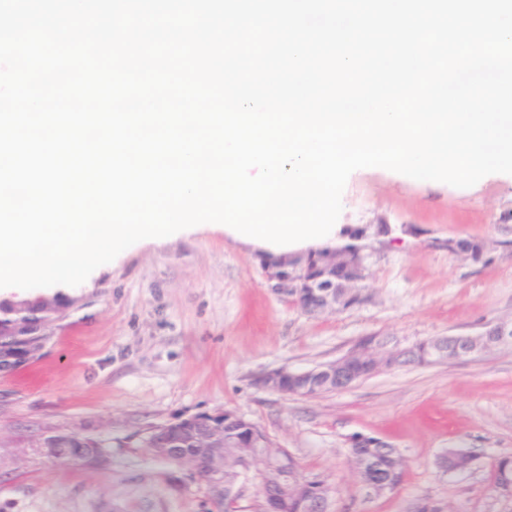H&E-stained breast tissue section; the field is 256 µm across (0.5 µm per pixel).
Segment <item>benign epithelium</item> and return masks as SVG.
Here are the masks:
<instances>
[{"mask_svg":"<svg viewBox=\"0 0 512 512\" xmlns=\"http://www.w3.org/2000/svg\"><path fill=\"white\" fill-rule=\"evenodd\" d=\"M269 279L275 281V291L288 297L302 295L318 307H334L346 303L350 298L361 300V294H345L336 282L324 285L319 278H300L274 270L271 263H265ZM434 358L437 360L459 359L479 354L492 345H512V326L500 325L474 336L452 335L432 340ZM349 355L370 363L372 373L384 367H392L409 357L406 350L387 349L377 339L359 341ZM361 380L353 372L342 370L339 362L331 361L308 370H290L286 367L266 372L254 379V385L262 390L284 396L306 397L309 387L318 386L330 392L342 391ZM224 421L216 424L196 415L184 418V428L173 435L167 428L151 431L152 441L146 443L149 453L166 462L179 459L183 442L202 441L207 447L201 449L197 469L218 470L216 479L210 483V494L216 501H228L241 497L242 484L249 479L250 467H244L232 486H224V449L238 448L241 457L248 461L253 449L265 447L264 440L255 435L245 441L239 436L248 421L232 410L222 413ZM44 451L57 458L89 459L96 453L94 448L74 447L72 436H51L44 441ZM278 464L265 465L258 473V504L263 512H273L267 504L288 500V490L298 484L296 472L288 471V457L276 455ZM331 489L326 483L314 487L302 500L300 512H330Z\"/></svg>","mask_w":512,"mask_h":512,"instance_id":"7a95c632","label":"benign epithelium"}]
</instances>
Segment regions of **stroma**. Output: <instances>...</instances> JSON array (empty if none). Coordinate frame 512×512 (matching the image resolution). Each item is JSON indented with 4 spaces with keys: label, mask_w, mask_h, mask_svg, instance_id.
Masks as SVG:
<instances>
[{
    "label": "stroma",
    "mask_w": 512,
    "mask_h": 512,
    "mask_svg": "<svg viewBox=\"0 0 512 512\" xmlns=\"http://www.w3.org/2000/svg\"><path fill=\"white\" fill-rule=\"evenodd\" d=\"M339 223L365 257L359 304L310 315L275 294L251 248L208 229L127 251L82 284L44 288L63 302L39 355L0 372V512H218L207 483L143 446L153 428L194 414L239 413L327 481L333 512H512L492 464L512 455V347L409 363L313 398L254 379L347 354L364 336L409 349L512 325V175L469 188L383 169L353 172ZM482 241L479 259L450 244ZM76 435L102 462L45 455L36 441ZM376 438L407 460L394 491L371 494L348 458ZM447 448L476 456L445 473Z\"/></svg>",
    "instance_id": "1"
}]
</instances>
